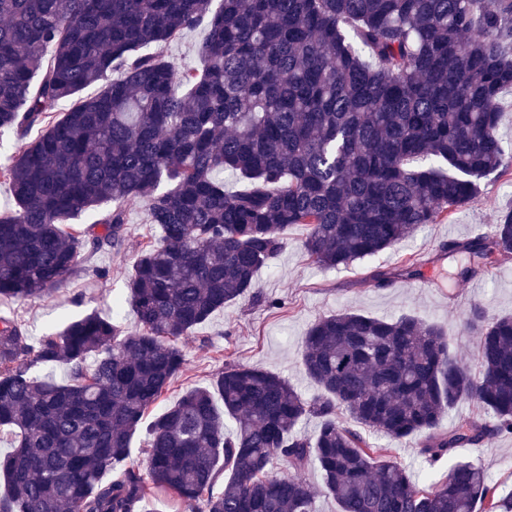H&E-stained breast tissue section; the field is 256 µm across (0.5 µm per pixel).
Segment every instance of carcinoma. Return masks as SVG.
Listing matches in <instances>:
<instances>
[{
    "label": "carcinoma",
    "instance_id": "carcinoma-1",
    "mask_svg": "<svg viewBox=\"0 0 512 512\" xmlns=\"http://www.w3.org/2000/svg\"><path fill=\"white\" fill-rule=\"evenodd\" d=\"M0 0V163L14 209L0 214V298L68 287L93 250L121 249L127 210L160 231L140 248L125 302L139 329L95 313L31 337L0 316V512H141L169 495L193 512H315L301 478L319 467L340 512H512L480 467L453 461L512 434V317L477 303L478 371L450 336L412 315L316 319L301 364L318 391L227 363L145 422L186 365L181 342L217 311L257 297L256 273L306 227L308 260L375 257L474 199L509 166L499 95L512 88V0ZM206 24V64L161 48ZM98 84L97 94L82 97ZM66 98L75 100L58 111ZM429 164L415 167L413 163ZM243 182L224 187L221 174ZM112 208L103 231L68 221ZM475 263L512 257V211L489 235L450 242ZM64 365L68 380L36 368ZM224 411H219L215 398ZM478 414L439 429L455 404ZM493 414L495 423L482 418ZM319 419L312 435L298 425ZM351 419L448 462L420 485L348 427ZM147 433V474L116 471ZM279 461L288 475L270 472ZM116 475L106 478L111 472Z\"/></svg>",
    "mask_w": 512,
    "mask_h": 512
}]
</instances>
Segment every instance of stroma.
I'll return each mask as SVG.
<instances>
[{
	"mask_svg": "<svg viewBox=\"0 0 512 512\" xmlns=\"http://www.w3.org/2000/svg\"><path fill=\"white\" fill-rule=\"evenodd\" d=\"M510 209L512 171L482 180L475 199L450 218L422 226L372 260L338 269L310 264L303 249L306 228L291 227L284 249L257 273L259 299L243 298L195 330L185 347V371L162 396L159 408L173 404L190 388L208 385L212 374L230 360L276 373L303 396H312L315 386L301 366L302 338L316 318L344 311L384 319L411 314L444 326L454 356L474 363L477 338L462 318L476 302L493 314H512V259L490 257L481 263L477 276L465 281L451 276L461 255L444 259L440 252L448 241L491 232L499 214ZM127 228L120 251L92 254L89 264L103 269V276L82 272L54 295L32 301L0 300V314L13 315L35 337L61 331L68 322L93 311L116 317L124 330H136V315L118 302L126 295V280L140 247L158 241L159 230L148 223L141 206L130 208ZM409 256L418 259L419 275L404 274L403 262ZM375 270L388 272L390 281L373 280ZM422 276L430 277V286L420 287ZM270 299L284 300V308H268ZM360 433L378 447L391 448L393 459L412 469L420 482L433 483L444 471L419 456L422 435L394 444L366 427ZM456 458L477 463L500 492L512 491V436L488 437L479 446L458 449Z\"/></svg>",
	"mask_w": 512,
	"mask_h": 512,
	"instance_id": "obj_1",
	"label": "stroma"
}]
</instances>
